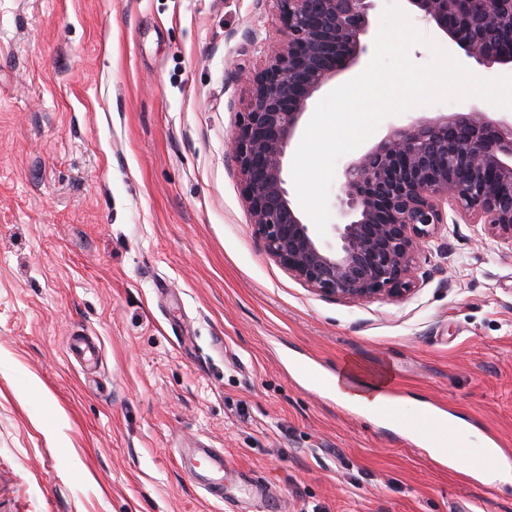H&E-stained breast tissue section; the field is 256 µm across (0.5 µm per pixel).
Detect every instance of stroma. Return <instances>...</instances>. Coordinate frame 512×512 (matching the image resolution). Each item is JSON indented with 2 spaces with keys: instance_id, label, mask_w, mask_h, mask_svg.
Segmentation results:
<instances>
[{
  "instance_id": "stroma-1",
  "label": "stroma",
  "mask_w": 512,
  "mask_h": 512,
  "mask_svg": "<svg viewBox=\"0 0 512 512\" xmlns=\"http://www.w3.org/2000/svg\"><path fill=\"white\" fill-rule=\"evenodd\" d=\"M281 29L271 0H0V512H512L412 431L450 412L512 461V246L449 209L412 294L355 303L270 260L225 143ZM348 360L395 409L337 403ZM199 448L179 449V457L183 465L198 477V484L212 497L224 499V452L218 448L198 445ZM198 458V459H196ZM202 468V473L196 471Z\"/></svg>"
}]
</instances>
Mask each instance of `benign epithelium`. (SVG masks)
<instances>
[{
    "instance_id": "7a95c632",
    "label": "benign epithelium",
    "mask_w": 512,
    "mask_h": 512,
    "mask_svg": "<svg viewBox=\"0 0 512 512\" xmlns=\"http://www.w3.org/2000/svg\"><path fill=\"white\" fill-rule=\"evenodd\" d=\"M282 39L249 81L228 143L253 234L265 254L318 295L403 299L415 259L448 223L452 203L512 245V118L484 112L422 117L346 163L338 200L347 221L322 241L292 206L284 160L308 100L367 52L373 0H271ZM469 61L512 70V0H406Z\"/></svg>"
}]
</instances>
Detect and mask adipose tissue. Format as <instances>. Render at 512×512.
Wrapping results in <instances>:
<instances>
[{"instance_id":"obj_1","label":"adipose tissue","mask_w":512,"mask_h":512,"mask_svg":"<svg viewBox=\"0 0 512 512\" xmlns=\"http://www.w3.org/2000/svg\"><path fill=\"white\" fill-rule=\"evenodd\" d=\"M328 383L337 401L360 412L388 410L396 404L386 390V374H379L368 381L361 378L360 371L354 364L329 375Z\"/></svg>"}]
</instances>
